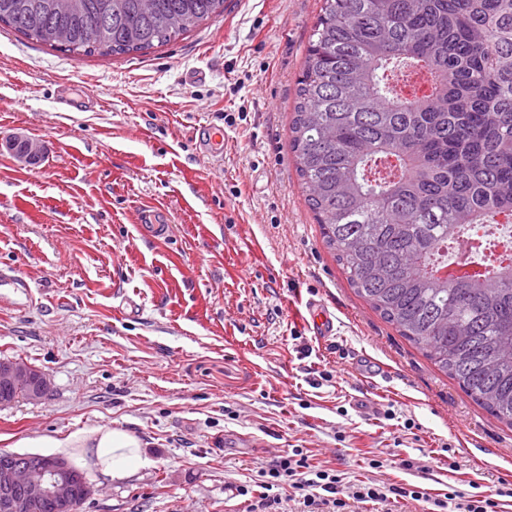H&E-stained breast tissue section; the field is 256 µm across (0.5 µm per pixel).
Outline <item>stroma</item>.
I'll return each instance as SVG.
<instances>
[{"instance_id": "stroma-1", "label": "stroma", "mask_w": 512, "mask_h": 512, "mask_svg": "<svg viewBox=\"0 0 512 512\" xmlns=\"http://www.w3.org/2000/svg\"><path fill=\"white\" fill-rule=\"evenodd\" d=\"M322 5L234 0L116 56L0 25V278L23 282L0 285V360L50 383L0 404V450L109 425L147 460L120 482L87 469L77 512H247L236 485L287 448L347 483L512 480V427L355 294L309 209L288 134ZM209 126L224 146L202 154ZM16 136L42 144L38 164L6 149ZM145 210L170 237L144 232ZM312 299L335 335L309 327Z\"/></svg>"}]
</instances>
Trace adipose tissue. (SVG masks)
I'll list each match as a JSON object with an SVG mask.
<instances>
[{
    "mask_svg": "<svg viewBox=\"0 0 512 512\" xmlns=\"http://www.w3.org/2000/svg\"><path fill=\"white\" fill-rule=\"evenodd\" d=\"M56 445L89 449L94 469L113 481L124 479L131 469L144 463L137 438L125 430L105 425L70 433L57 440Z\"/></svg>",
    "mask_w": 512,
    "mask_h": 512,
    "instance_id": "1",
    "label": "adipose tissue"
}]
</instances>
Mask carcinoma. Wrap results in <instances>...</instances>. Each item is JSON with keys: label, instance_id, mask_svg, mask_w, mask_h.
Instances as JSON below:
<instances>
[{"label": "carcinoma", "instance_id": "carcinoma-1", "mask_svg": "<svg viewBox=\"0 0 512 512\" xmlns=\"http://www.w3.org/2000/svg\"><path fill=\"white\" fill-rule=\"evenodd\" d=\"M225 0H0V25L73 55L145 53ZM295 170L350 286L512 425V264L440 276L512 226V0H324L289 127Z\"/></svg>", "mask_w": 512, "mask_h": 512}]
</instances>
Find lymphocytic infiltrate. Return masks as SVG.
<instances>
[{
    "instance_id": "f902f5d3",
    "label": "lymphocytic infiltrate",
    "mask_w": 512,
    "mask_h": 512,
    "mask_svg": "<svg viewBox=\"0 0 512 512\" xmlns=\"http://www.w3.org/2000/svg\"><path fill=\"white\" fill-rule=\"evenodd\" d=\"M286 486L292 489L299 512H352L354 506H378L394 498L417 512H500L501 498H512V486L504 481L491 494L468 497H438L418 485L370 480L346 488L335 470L311 466L299 448L277 456L262 469L258 485L239 486L238 493L248 497L249 512H281L280 490Z\"/></svg>"
}]
</instances>
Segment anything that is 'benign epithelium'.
Masks as SVG:
<instances>
[{"label": "benign epithelium", "mask_w": 512, "mask_h": 512, "mask_svg": "<svg viewBox=\"0 0 512 512\" xmlns=\"http://www.w3.org/2000/svg\"><path fill=\"white\" fill-rule=\"evenodd\" d=\"M6 147L24 163L39 162L41 150L22 136ZM0 386L23 389L19 397L28 400L49 390L43 373L17 360L0 361ZM92 494L86 477L60 456L28 454L19 462L6 454L0 459V512H77Z\"/></svg>", "instance_id": "obj_1"}]
</instances>
